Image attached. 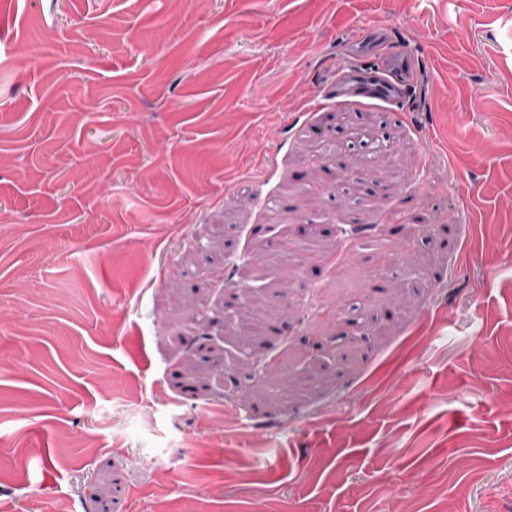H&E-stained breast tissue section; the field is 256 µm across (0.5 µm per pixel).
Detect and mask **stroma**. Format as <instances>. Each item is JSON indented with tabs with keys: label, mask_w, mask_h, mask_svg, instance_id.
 <instances>
[{
	"label": "stroma",
	"mask_w": 512,
	"mask_h": 512,
	"mask_svg": "<svg viewBox=\"0 0 512 512\" xmlns=\"http://www.w3.org/2000/svg\"><path fill=\"white\" fill-rule=\"evenodd\" d=\"M0 512H512V0H0ZM369 89L371 93H364L362 89ZM356 95H368L387 101L399 97L398 87L390 80L381 76V71L364 69L362 72L346 71L336 80V89L333 98L336 103H343L345 99Z\"/></svg>",
	"instance_id": "1"
}]
</instances>
